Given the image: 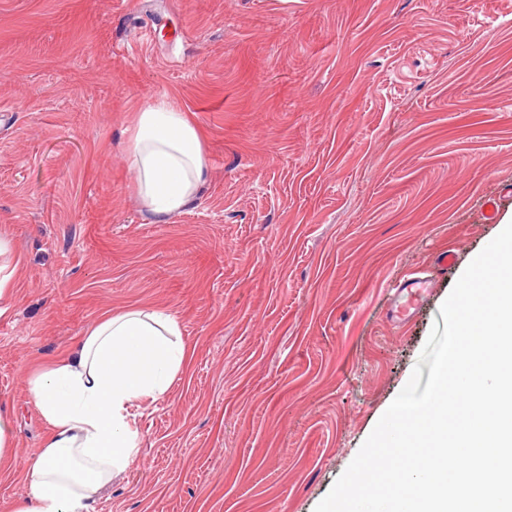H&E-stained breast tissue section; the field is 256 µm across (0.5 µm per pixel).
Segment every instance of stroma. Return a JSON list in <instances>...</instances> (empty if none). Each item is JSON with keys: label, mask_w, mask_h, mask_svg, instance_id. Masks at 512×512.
Returning <instances> with one entry per match:
<instances>
[{"label": "stroma", "mask_w": 512, "mask_h": 512, "mask_svg": "<svg viewBox=\"0 0 512 512\" xmlns=\"http://www.w3.org/2000/svg\"><path fill=\"white\" fill-rule=\"evenodd\" d=\"M167 94L208 175L159 222L124 129ZM512 211V0H0V317L17 461L49 433L24 378L103 312L163 308L192 356L132 408L136 461L93 512H314ZM391 322V287L433 270ZM20 264L19 253L11 247L9 241L0 237V315L6 314L8 311L7 306L4 305L11 296Z\"/></svg>", "instance_id": "1"}]
</instances>
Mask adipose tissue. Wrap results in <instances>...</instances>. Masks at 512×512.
Listing matches in <instances>:
<instances>
[{
  "mask_svg": "<svg viewBox=\"0 0 512 512\" xmlns=\"http://www.w3.org/2000/svg\"><path fill=\"white\" fill-rule=\"evenodd\" d=\"M134 190L156 220L180 214L208 172L203 138L168 97L143 106L125 130ZM172 312L133 308L102 315L64 359L34 368L30 399L51 431L25 463L0 413V468L23 467L27 494L12 512H93L97 492L135 461L133 401H158L185 371L189 351Z\"/></svg>",
  "mask_w": 512,
  "mask_h": 512,
  "instance_id": "ef3b65f1",
  "label": "adipose tissue"
}]
</instances>
